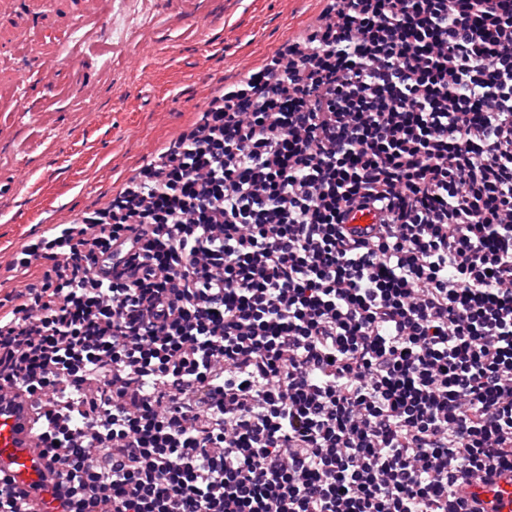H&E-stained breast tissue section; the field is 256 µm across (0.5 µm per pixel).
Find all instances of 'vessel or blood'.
Segmentation results:
<instances>
[{"label":"vessel or blood","mask_w":512,"mask_h":512,"mask_svg":"<svg viewBox=\"0 0 512 512\" xmlns=\"http://www.w3.org/2000/svg\"><path fill=\"white\" fill-rule=\"evenodd\" d=\"M33 398L22 390L0 392V478L11 481L29 512H57L52 495L61 466L50 460L32 432ZM480 512H512V472L467 486Z\"/></svg>","instance_id":"b4317fda"}]
</instances>
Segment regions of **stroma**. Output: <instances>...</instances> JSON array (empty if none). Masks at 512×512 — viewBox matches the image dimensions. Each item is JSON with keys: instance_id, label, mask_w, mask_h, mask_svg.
Segmentation results:
<instances>
[{"instance_id": "1", "label": "stroma", "mask_w": 512, "mask_h": 512, "mask_svg": "<svg viewBox=\"0 0 512 512\" xmlns=\"http://www.w3.org/2000/svg\"><path fill=\"white\" fill-rule=\"evenodd\" d=\"M130 27L109 39L101 0H0V174L29 178L0 195V300L40 280L49 263L21 265L54 227L82 223L163 161L178 140L223 104L248 72L323 24L333 0H192L185 16L171 0H113ZM205 28L210 44L199 48ZM41 58L59 74L51 89L15 75ZM95 85L86 96V82Z\"/></svg>"}]
</instances>
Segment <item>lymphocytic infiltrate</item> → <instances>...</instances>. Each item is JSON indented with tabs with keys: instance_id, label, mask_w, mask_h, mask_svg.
I'll return each instance as SVG.
<instances>
[{
	"instance_id": "1",
	"label": "lymphocytic infiltrate",
	"mask_w": 512,
	"mask_h": 512,
	"mask_svg": "<svg viewBox=\"0 0 512 512\" xmlns=\"http://www.w3.org/2000/svg\"><path fill=\"white\" fill-rule=\"evenodd\" d=\"M39 254L0 390L40 397L60 512H478L512 471V0H340ZM477 502L480 512H512V472L502 471L489 482H477L462 492Z\"/></svg>"
}]
</instances>
